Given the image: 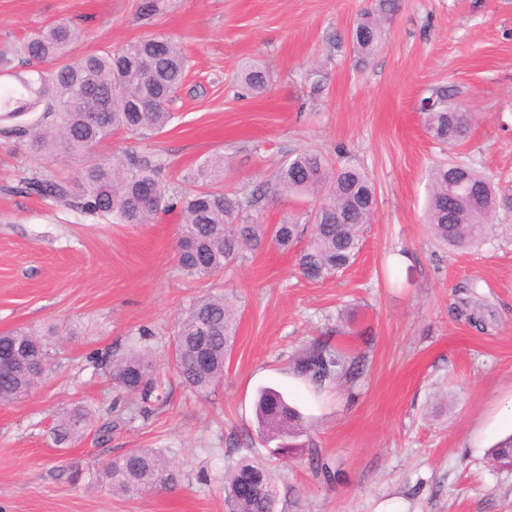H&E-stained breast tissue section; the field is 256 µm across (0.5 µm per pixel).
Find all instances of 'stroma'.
Masks as SVG:
<instances>
[{
    "mask_svg": "<svg viewBox=\"0 0 512 512\" xmlns=\"http://www.w3.org/2000/svg\"><path fill=\"white\" fill-rule=\"evenodd\" d=\"M139 0H0V50L56 22L81 33L74 55L163 35L189 60L149 139L117 133L100 155L162 157L184 173L223 154L225 192L267 193L251 221L306 224L308 196L274 190L278 168L304 150L352 160L372 179L376 208L348 269L304 277L298 247L266 243L204 279L178 266L179 212L151 224H112L52 200L12 193L33 174L75 177L79 160L42 158L0 135V334L47 335L46 372L27 397L0 404V512H228L224 470L264 464L275 512H512V469L490 448L512 434V211L475 250L451 251L427 229V172L448 156L426 131L419 102L453 87L473 116L458 151L512 199V0H400L389 38L359 60L351 29L371 0H164L144 17ZM257 63L271 77L250 94ZM476 283L485 328L454 318ZM202 296L223 298L237 330L224 382L203 398L171 362L177 322ZM327 336L366 359L360 378L321 391L294 371L311 340ZM147 343L162 372V403L142 411L116 391L105 362ZM282 390L301 415L293 448L260 437L259 387ZM81 406L114 420L56 444L58 416ZM318 448L334 476L311 462ZM137 448L172 457V488L115 494L95 472Z\"/></svg>",
    "mask_w": 512,
    "mask_h": 512,
    "instance_id": "obj_1",
    "label": "stroma"
}]
</instances>
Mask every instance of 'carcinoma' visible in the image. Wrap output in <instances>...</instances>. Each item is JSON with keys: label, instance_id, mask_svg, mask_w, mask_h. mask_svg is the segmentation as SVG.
I'll use <instances>...</instances> for the list:
<instances>
[{"label": "carcinoma", "instance_id": "1", "mask_svg": "<svg viewBox=\"0 0 512 512\" xmlns=\"http://www.w3.org/2000/svg\"><path fill=\"white\" fill-rule=\"evenodd\" d=\"M399 0H374L357 21L354 49L363 58L376 54L386 38L385 24L397 12ZM81 34L60 21L32 33L20 46L29 73L16 72L15 53H0V72H10L15 85L0 89V132L31 151L84 159L74 181L33 179L26 189L63 205L75 203L91 214L116 224H148L157 215L179 210L182 217L178 264L188 276H210L224 270L244 250L273 241L287 248L298 241V224H256L243 211L256 206L262 194L240 199L224 192V157L205 159L170 192L164 174L169 163L128 156H94L92 150L122 130L146 138L164 129L172 115L168 105L188 68L182 48L165 37H146L119 50L83 56L70 54ZM268 72L249 67L244 84L263 92ZM427 132L452 149L467 135L471 116L455 103V90L439 85L421 100ZM38 113L26 122L17 118ZM427 226L438 241L468 248L492 231L499 206L489 178L460 159L432 166ZM277 188L290 194L320 197L312 209L311 238L299 253L301 273L319 280L349 267L361 247V230L371 223L376 206L375 187L354 165L337 166L325 156L304 151L288 160L276 177ZM455 317L484 326L477 305L456 304ZM236 335V318L221 298L197 299L177 324L172 340V361L182 382L208 397L223 382L224 364ZM46 358L42 338L33 331L15 330L0 335V402L27 396L38 387L43 373L27 364L18 367L15 356ZM295 371L308 383L321 387L341 378L355 380L364 371L360 357H349L327 338L311 341L295 361ZM160 369L147 347L132 348L115 356L108 366L113 388L149 406L159 400ZM256 417L259 433L268 441L291 440L298 435L297 410L272 387L259 391ZM93 416L77 407L60 416L53 428L58 444L77 439L92 426ZM501 468L512 466V435L490 450ZM179 470L169 458L151 448H138L98 474L97 482L116 494H128L178 484ZM224 492L230 512H272L277 486L265 465L247 458L224 472Z\"/></svg>", "mask_w": 512, "mask_h": 512}]
</instances>
